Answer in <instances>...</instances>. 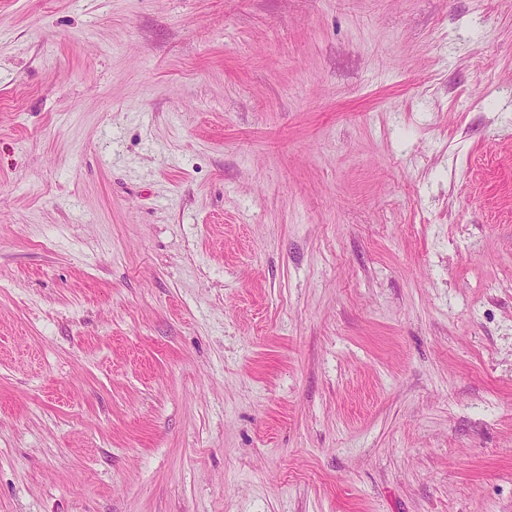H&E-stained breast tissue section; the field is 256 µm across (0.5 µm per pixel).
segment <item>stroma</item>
<instances>
[{
    "label": "stroma",
    "mask_w": 512,
    "mask_h": 512,
    "mask_svg": "<svg viewBox=\"0 0 512 512\" xmlns=\"http://www.w3.org/2000/svg\"><path fill=\"white\" fill-rule=\"evenodd\" d=\"M0 512H512V0H0Z\"/></svg>",
    "instance_id": "1"
}]
</instances>
